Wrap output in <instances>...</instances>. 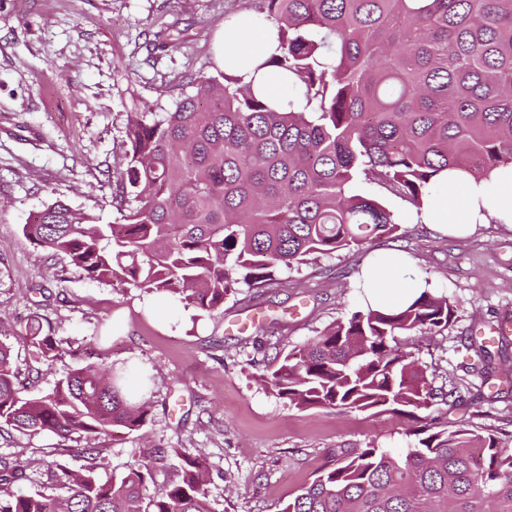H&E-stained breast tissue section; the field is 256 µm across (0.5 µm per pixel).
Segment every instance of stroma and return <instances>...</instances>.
<instances>
[{
	"mask_svg": "<svg viewBox=\"0 0 512 512\" xmlns=\"http://www.w3.org/2000/svg\"><path fill=\"white\" fill-rule=\"evenodd\" d=\"M257 0H0V342L28 394L51 390L86 365H128L131 383L152 382L143 398L142 432L61 439L0 436V453L29 476L20 492L64 496L59 467L81 470L83 449L98 450L100 478L123 472L148 446L203 457L215 512H280L341 451L374 444L406 453L413 427L465 426L512 436V336L488 377L466 375L467 339L480 326L512 317V226L480 224L465 236L408 221L411 205L381 184L363 192L402 216L400 236L324 255L279 274L276 284L242 290L219 310L193 320L168 299L141 288L86 279L61 254L32 244L23 226L49 203L64 201L117 221L115 176L126 165L129 113L171 108L201 75L220 76L218 33L224 20H248ZM398 248L412 274L455 304L440 335L399 339L433 385L466 379L455 406L416 416L331 408L299 410L261 376L281 352L305 346L318 331L362 307L356 275L379 251ZM40 317L62 341L52 361L36 360L25 326Z\"/></svg>",
	"mask_w": 512,
	"mask_h": 512,
	"instance_id": "obj_1",
	"label": "stroma"
}]
</instances>
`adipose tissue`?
<instances>
[{
    "instance_id": "ef3b65f1",
    "label": "adipose tissue",
    "mask_w": 512,
    "mask_h": 512,
    "mask_svg": "<svg viewBox=\"0 0 512 512\" xmlns=\"http://www.w3.org/2000/svg\"><path fill=\"white\" fill-rule=\"evenodd\" d=\"M222 62L254 91L274 100L288 96V81L261 69L260 64L276 54L277 26L269 22L257 28L242 23L224 24ZM442 194L412 207L409 218L454 234H465L474 226L495 222L512 224V184L491 189L486 178L464 170H444L434 178ZM407 260L397 251L381 252L357 278L366 306L378 309L396 302L410 303L426 287L424 280L406 277Z\"/></svg>"
}]
</instances>
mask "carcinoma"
Returning a JSON list of instances; mask_svg holds the SVG:
<instances>
[{"label":"carcinoma","instance_id":"1","mask_svg":"<svg viewBox=\"0 0 512 512\" xmlns=\"http://www.w3.org/2000/svg\"><path fill=\"white\" fill-rule=\"evenodd\" d=\"M265 21L278 27L279 53L259 68L288 76L293 98L275 106L234 75L199 76L170 110L131 113L118 221L57 200L26 237L90 280L206 314L281 269L397 236L398 218L360 191L366 180L415 205L443 169L488 178L512 163V0H260L254 22ZM454 318V303L427 289L405 308H354L277 356L264 382L298 409L452 406L462 382L433 386L397 340L441 334ZM24 340L45 359L57 349L35 318ZM470 347L469 373H488L485 345L473 337ZM128 374L90 364L33 397L0 342V432H138L148 408ZM415 435L401 455L373 444L343 454L280 512H512L511 442L464 426ZM168 456L149 448L106 481L66 470L67 498L7 492L0 512H214L202 460L184 459L176 480L146 494ZM27 480L0 456L1 486Z\"/></svg>","mask_w":512,"mask_h":512}]
</instances>
